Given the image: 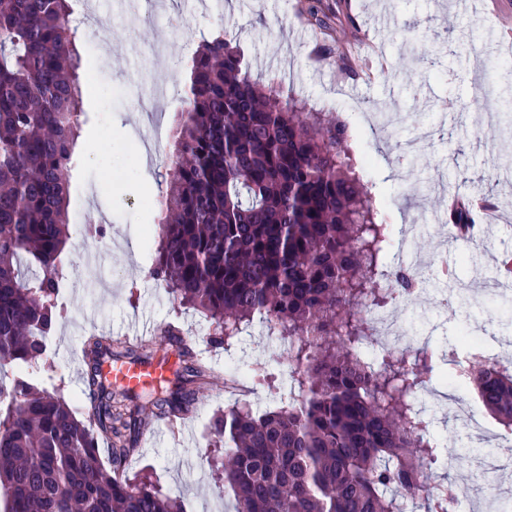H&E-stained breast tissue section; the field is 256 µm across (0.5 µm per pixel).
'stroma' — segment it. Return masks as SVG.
Returning a JSON list of instances; mask_svg holds the SVG:
<instances>
[{
  "instance_id": "obj_1",
  "label": "stroma",
  "mask_w": 512,
  "mask_h": 512,
  "mask_svg": "<svg viewBox=\"0 0 512 512\" xmlns=\"http://www.w3.org/2000/svg\"><path fill=\"white\" fill-rule=\"evenodd\" d=\"M311 5L325 16V25L310 17ZM87 13L98 21L103 40L92 45L87 27L77 29L88 82L85 122L71 179L73 229L59 295L63 319L51 343L54 368L45 386L82 407L83 344L91 331L114 337L134 319L160 324L179 317L191 346L204 348L214 379L184 426H155L130 468L137 473L150 467L152 482L177 497L185 512H215L231 503L218 497L210 464L218 454L210 421L232 405L224 392L225 367L245 374L260 365L271 369L278 397L261 389L246 396L259 411L287 397L289 379L287 365L273 359L282 343L260 323L229 349L212 347L207 319L181 308L148 274L158 234L147 203L171 176L166 157L186 60L203 38L230 33L262 83L282 86L317 111L342 113L357 147L370 154L366 178L386 199L390 223L420 224L416 252L458 265L475 293L494 280L499 254L512 250V125L485 139L479 134L483 110L460 104L474 84L494 89L507 81L512 0H165L161 9L153 0H77L75 17ZM170 18L180 20V29H167ZM335 41L349 52L341 70L327 52ZM380 110L400 113L394 137L412 146V167L396 165L384 143L365 131L362 113ZM115 172L122 176L119 185L103 190L104 179ZM444 178L459 181L457 200L498 205L501 221L485 251L469 253L462 240L440 250L433 225L448 223L450 198L433 185ZM88 224L105 226L104 237L87 238ZM91 247L99 254L94 264L86 260ZM404 315L416 326L439 318L434 341L440 345L456 342L462 324L482 320L477 306L437 317L427 294L415 296ZM434 433L482 449V465L498 474L505 497L512 499V442L485 449V436L462 434L448 416L436 418Z\"/></svg>"
}]
</instances>
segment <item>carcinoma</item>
Returning <instances> with one entry per match:
<instances>
[{"label":"carcinoma","instance_id":"1","mask_svg":"<svg viewBox=\"0 0 512 512\" xmlns=\"http://www.w3.org/2000/svg\"><path fill=\"white\" fill-rule=\"evenodd\" d=\"M72 13L71 0H0V369L47 366L62 319L84 116ZM171 136L150 277L209 320L217 347L256 319L290 344L288 406L239 401L211 421L231 512H403L408 494L423 512H448L454 482H430L442 452L413 397L450 348L388 352L377 367L363 356L364 307L406 298L409 282L390 262L392 225L338 113L260 83L217 33L194 54ZM156 339L87 337L82 417L26 374L0 385V512H183L149 475L128 476L140 434L189 418L209 376L179 317ZM167 344L177 346L172 384L144 395L102 380L103 357L147 361ZM463 383L512 434V365L476 359Z\"/></svg>","mask_w":512,"mask_h":512}]
</instances>
